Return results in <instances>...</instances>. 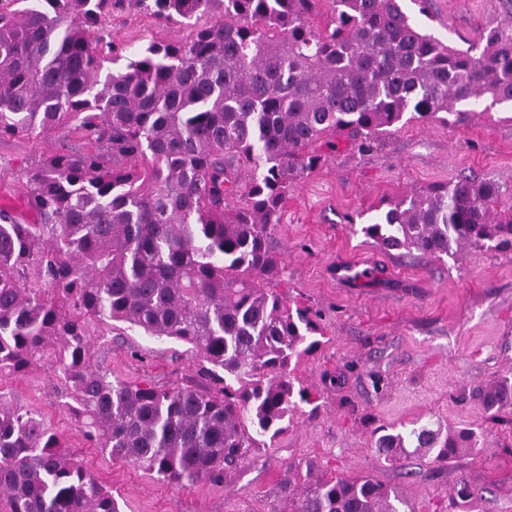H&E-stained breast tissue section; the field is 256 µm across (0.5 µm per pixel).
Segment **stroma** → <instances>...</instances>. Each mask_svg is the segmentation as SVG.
<instances>
[{
  "label": "stroma",
  "mask_w": 512,
  "mask_h": 512,
  "mask_svg": "<svg viewBox=\"0 0 512 512\" xmlns=\"http://www.w3.org/2000/svg\"><path fill=\"white\" fill-rule=\"evenodd\" d=\"M402 8L457 49L512 24V0H402ZM105 26L123 42L127 62L149 40L188 33L133 6L112 11ZM81 146L75 134L1 136L0 208L35 222L28 168ZM465 176L512 186L511 103L461 121L406 124L367 152L340 142L289 195L275 231L287 276L276 290L320 310L328 341L295 369L312 403L302 404L272 446L252 449L224 482L175 486L101 453L85 440L78 405L55 377L52 358L0 372V392L40 416L57 433L62 452L112 491L120 512H269L286 466L305 461L320 476L372 475L415 512H512V413L490 420L467 396L470 385L512 367V253L427 259L384 251L360 232L404 192ZM355 261L372 262V276L337 279V264ZM89 362L129 383L202 381L188 344L126 323L101 326ZM413 423L478 428L485 444L442 463L413 451L390 462L376 458L371 441L380 428ZM462 477L483 498L453 509L448 495Z\"/></svg>",
  "instance_id": "1"
}]
</instances>
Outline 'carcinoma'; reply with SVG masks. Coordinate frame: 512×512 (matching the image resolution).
<instances>
[{"label": "carcinoma", "instance_id": "1", "mask_svg": "<svg viewBox=\"0 0 512 512\" xmlns=\"http://www.w3.org/2000/svg\"><path fill=\"white\" fill-rule=\"evenodd\" d=\"M126 2L193 31L114 69L123 45L101 18ZM487 99L512 103V28L455 49L400 0H0V136L68 131L87 146L29 169L39 223L0 209V371L52 351L101 452L181 487L224 480L312 403L290 366L321 345V315L269 288L286 276L273 235L288 195L341 138L370 150L402 122L461 120ZM362 231L429 259L512 253V190L467 177L415 189ZM93 321L192 345L212 387L92 368ZM469 396L490 419L512 408V369ZM483 441L421 425L373 448L446 462ZM2 495L9 512H120L42 419L0 396ZM279 497L288 510L271 512H412L371 475L310 463L288 466ZM450 498L482 493L461 479Z\"/></svg>", "mask_w": 512, "mask_h": 512}]
</instances>
